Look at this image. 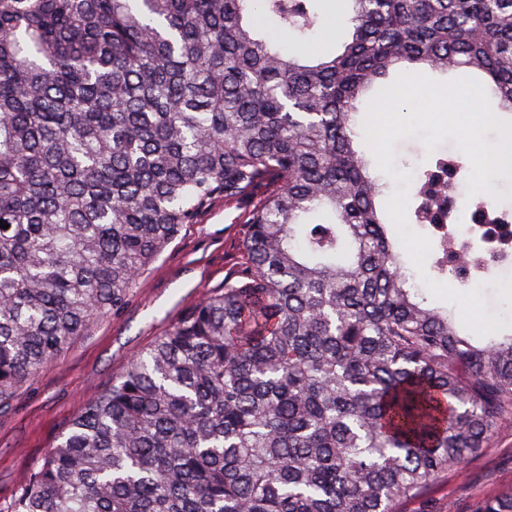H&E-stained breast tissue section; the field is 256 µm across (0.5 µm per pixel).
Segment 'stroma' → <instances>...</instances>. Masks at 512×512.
<instances>
[{
    "mask_svg": "<svg viewBox=\"0 0 512 512\" xmlns=\"http://www.w3.org/2000/svg\"><path fill=\"white\" fill-rule=\"evenodd\" d=\"M240 206L216 201L150 266L125 307L74 337L63 355L0 404V512H6L23 475L56 444L88 400L119 378L205 292L223 288L241 269ZM512 490V418L487 449L451 470L423 500L401 502L398 512H476L487 497Z\"/></svg>",
    "mask_w": 512,
    "mask_h": 512,
    "instance_id": "obj_1",
    "label": "stroma"
}]
</instances>
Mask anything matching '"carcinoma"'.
<instances>
[{
    "label": "carcinoma",
    "instance_id": "1",
    "mask_svg": "<svg viewBox=\"0 0 512 512\" xmlns=\"http://www.w3.org/2000/svg\"><path fill=\"white\" fill-rule=\"evenodd\" d=\"M0 0V399L116 314L218 199L245 266L91 398L8 512H396L512 416V333L463 335L408 286L354 115L409 68L512 112V0ZM413 180L431 270L512 258V212ZM467 224L468 235L457 236ZM478 512H512V491ZM319 7L325 20V30L331 36L329 37L331 42L326 46H332L333 44L337 46L346 32V27L344 20L336 16V2H319ZM264 24L268 29L269 33L272 35L274 41L279 46H281L285 51H288L289 46H291L294 42H301L305 44L308 51H313L317 48H321L325 44L321 41L320 36L318 34L309 35L302 38H284L278 30L276 21L271 17H265Z\"/></svg>",
    "mask_w": 512,
    "mask_h": 512
}]
</instances>
